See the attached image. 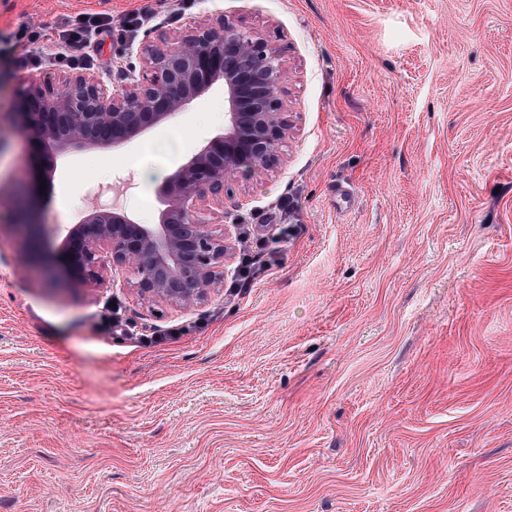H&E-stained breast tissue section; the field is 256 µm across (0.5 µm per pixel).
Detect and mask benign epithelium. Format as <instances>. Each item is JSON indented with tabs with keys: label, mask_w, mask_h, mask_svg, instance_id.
Returning <instances> with one entry per match:
<instances>
[{
	"label": "benign epithelium",
	"mask_w": 512,
	"mask_h": 512,
	"mask_svg": "<svg viewBox=\"0 0 512 512\" xmlns=\"http://www.w3.org/2000/svg\"><path fill=\"white\" fill-rule=\"evenodd\" d=\"M140 55L139 75L117 69L127 80L118 91L86 74L66 76L56 87L26 82L15 114L17 131L32 149L24 178L29 186L37 180L31 171L52 160L50 147H116L184 111L217 76L224 77V132L166 181L162 223L140 224L122 209L91 206L81 223L53 227L67 273L79 284L94 287L107 269L123 267L142 297L188 307L221 282L231 250L228 232L205 221L202 207H224V183L274 167L290 137L280 97L288 66L260 31L227 19L174 38L160 34ZM17 219L27 231L22 247L53 275L30 205L19 208Z\"/></svg>",
	"instance_id": "1"
}]
</instances>
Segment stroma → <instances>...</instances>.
<instances>
[{
    "instance_id": "35a3bbf8",
    "label": "stroma",
    "mask_w": 512,
    "mask_h": 512,
    "mask_svg": "<svg viewBox=\"0 0 512 512\" xmlns=\"http://www.w3.org/2000/svg\"><path fill=\"white\" fill-rule=\"evenodd\" d=\"M0 0V215L30 153L21 58L78 14L150 12L93 73L224 17L281 48L292 134L224 188L230 239L294 227L245 294L224 280L158 306L108 269L47 282L0 236V512H512V0ZM224 88L132 143L66 151L32 204L74 224L91 181L124 186L159 138L189 159L224 129ZM119 312L121 323L107 319ZM186 327L146 343V335Z\"/></svg>"
}]
</instances>
